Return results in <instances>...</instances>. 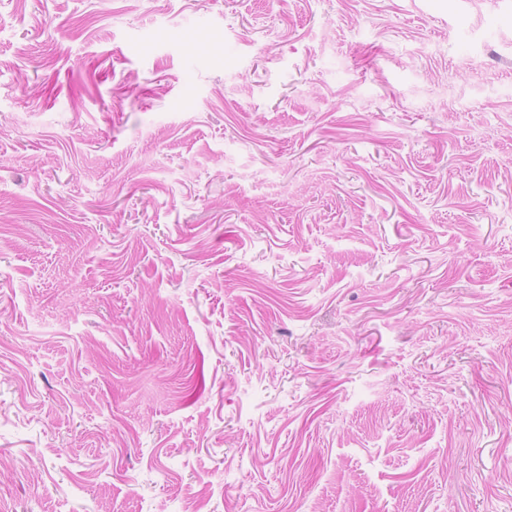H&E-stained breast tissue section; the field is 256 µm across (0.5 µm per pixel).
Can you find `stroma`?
<instances>
[{
	"label": "stroma",
	"mask_w": 512,
	"mask_h": 512,
	"mask_svg": "<svg viewBox=\"0 0 512 512\" xmlns=\"http://www.w3.org/2000/svg\"><path fill=\"white\" fill-rule=\"evenodd\" d=\"M0 512H512V0H0Z\"/></svg>",
	"instance_id": "obj_1"
}]
</instances>
